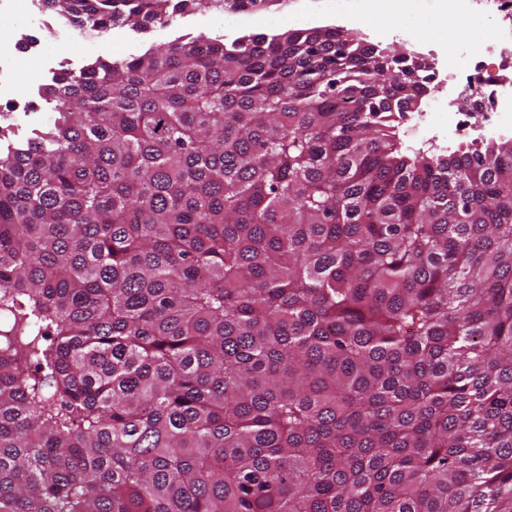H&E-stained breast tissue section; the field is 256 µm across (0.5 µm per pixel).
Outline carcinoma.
I'll list each match as a JSON object with an SVG mask.
<instances>
[{"instance_id": "cac0c4a2", "label": "carcinoma", "mask_w": 512, "mask_h": 512, "mask_svg": "<svg viewBox=\"0 0 512 512\" xmlns=\"http://www.w3.org/2000/svg\"><path fill=\"white\" fill-rule=\"evenodd\" d=\"M430 84L324 26L43 86L0 136V512H512V139L404 156Z\"/></svg>"}]
</instances>
